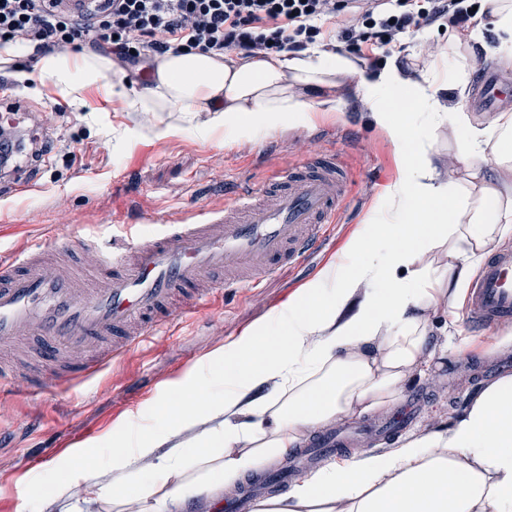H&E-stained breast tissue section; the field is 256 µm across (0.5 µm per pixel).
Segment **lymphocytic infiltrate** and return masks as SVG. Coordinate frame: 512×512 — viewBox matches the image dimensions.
I'll list each match as a JSON object with an SVG mask.
<instances>
[{
	"label": "lymphocytic infiltrate",
	"instance_id": "obj_1",
	"mask_svg": "<svg viewBox=\"0 0 512 512\" xmlns=\"http://www.w3.org/2000/svg\"><path fill=\"white\" fill-rule=\"evenodd\" d=\"M0 0V51L28 48L29 61L66 48L110 57L121 69L150 75L169 51L263 57L341 43L375 59L416 27L461 30L475 17L464 0Z\"/></svg>",
	"mask_w": 512,
	"mask_h": 512
}]
</instances>
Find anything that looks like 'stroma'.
I'll return each mask as SVG.
<instances>
[{
    "label": "stroma",
    "mask_w": 512,
    "mask_h": 512,
    "mask_svg": "<svg viewBox=\"0 0 512 512\" xmlns=\"http://www.w3.org/2000/svg\"><path fill=\"white\" fill-rule=\"evenodd\" d=\"M432 44L447 51L449 67L461 64L469 72L467 84L449 88L448 106L483 127L471 102L479 67L490 65L506 75L512 73V62L473 55L470 43L457 33L434 28L411 29L383 60L407 62L412 80L418 81ZM355 85L351 76L337 83L339 110L317 111V99L311 96L305 111L278 118L270 129L232 135L212 130L208 112L195 113L183 129L179 113L158 118L135 112L94 90L86 92V105L71 103L58 112L54 106L60 98L48 80H34L25 89L20 100L28 112L48 116L39 136L58 149L39 171L24 164L0 180V253L46 244L53 229L74 236L117 221L170 224L194 208L220 212L239 188H259L273 171L311 155L342 152L349 194L322 246L301 262L283 266L263 287L224 291L214 309L176 317L166 335L153 337L67 391L51 389L41 399L22 391L0 398V499H18L25 487L75 458L94 452L111 456L113 430L145 422L156 403L225 345L265 322L290 296L343 259L348 242L386 210L388 187L404 175L400 153ZM168 124L174 133L159 135V128ZM429 138L427 159L435 176L464 180L457 123L442 116L433 119ZM465 304V297L452 293L425 312L433 341H450L453 348L434 352L428 373L411 375L405 383L406 392L420 387L428 395L416 433L452 428L478 396L472 365L493 354L512 356L511 345L487 350L512 334V325L480 331L470 324ZM51 444L57 450L50 458L36 467L28 464L25 450Z\"/></svg>",
    "instance_id": "stroma-1"
}]
</instances>
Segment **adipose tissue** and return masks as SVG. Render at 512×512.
Returning <instances> with one entry per match:
<instances>
[{"mask_svg": "<svg viewBox=\"0 0 512 512\" xmlns=\"http://www.w3.org/2000/svg\"><path fill=\"white\" fill-rule=\"evenodd\" d=\"M350 73L347 56L313 47L266 58L169 52L158 58L150 85L135 93L112 80L108 59L99 55L51 53L17 78H48L58 96L74 102L94 88L137 112H176L185 121L210 112L213 129L251 132L272 117L303 111L305 90L335 87L337 77ZM465 82V70L447 68L439 57L409 88L393 64L376 81L359 75L357 89L376 120L387 123L405 176L390 188L391 206L379 223L346 250L361 253L383 236L389 241L383 258L328 266L271 321L226 345L223 357L182 383L193 404L173 411L158 406L150 426L113 433L111 480L100 479L98 466L83 467L85 493L77 497L58 469L51 492L28 487L24 503L55 502L61 512L106 506L186 512L188 505L221 499L225 489L298 447L306 432L395 403L407 378L429 367L424 309L447 289L462 293L463 279L451 276L455 265H480L488 244L512 232V202L502 201L485 170L489 133L512 140V114L489 131L468 127L461 149L465 187L439 181L424 161L423 138L409 139L405 127L388 119L389 99L406 92L426 101L432 115L457 117L439 93ZM418 209L427 224L411 225ZM441 248L444 266H419L423 254ZM357 295L361 303L349 310ZM262 385L268 394L252 398ZM186 427L195 428L193 440H180ZM256 512H512V377L488 386L450 430L330 463L298 479L287 494L260 502Z\"/></svg>", "mask_w": 512, "mask_h": 512, "instance_id": "ef3b65f1", "label": "adipose tissue"}]
</instances>
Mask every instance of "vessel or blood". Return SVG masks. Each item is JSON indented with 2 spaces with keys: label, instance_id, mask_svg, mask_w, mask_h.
<instances>
[{
  "label": "vessel or blood",
  "instance_id": "vessel-or-blood-1",
  "mask_svg": "<svg viewBox=\"0 0 512 512\" xmlns=\"http://www.w3.org/2000/svg\"><path fill=\"white\" fill-rule=\"evenodd\" d=\"M512 93L494 71L481 72L476 93L480 112L501 111ZM347 189L343 166L331 157L313 156L277 170L263 189L265 201L234 193L223 212L194 210L177 224L131 225L102 240L93 235L54 242L60 252L93 248V268L46 263L41 248L22 249L0 259V345L31 336L32 356L56 369V387L99 374L110 362L139 347L172 318L168 304L184 298L185 312L212 306L219 287L257 288L287 264L300 261L318 246ZM235 255L243 276L228 275L223 285L211 275ZM468 318L485 330L512 323V251L494 252L472 281ZM85 348L77 364L67 360L72 348ZM40 396L37 377L19 380L0 367V395L17 388ZM418 403L411 400L389 418L353 425L335 435L312 439L314 447L332 453L364 432L384 436L411 425Z\"/></svg>",
  "mask_w": 512,
  "mask_h": 512
}]
</instances>
